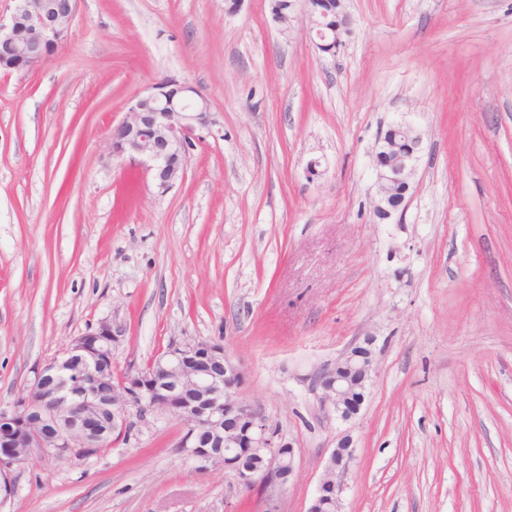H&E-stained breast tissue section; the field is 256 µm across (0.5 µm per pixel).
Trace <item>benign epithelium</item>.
I'll return each instance as SVG.
<instances>
[{
    "mask_svg": "<svg viewBox=\"0 0 512 512\" xmlns=\"http://www.w3.org/2000/svg\"><path fill=\"white\" fill-rule=\"evenodd\" d=\"M5 18L0 15V70L32 71L67 38L76 16L78 0H13ZM308 32L317 50L336 55L350 33L348 15L342 11L336 26L323 19L333 11L330 0H308ZM210 105L192 85L164 79L150 91L129 100L126 115L112 126L110 155L117 159L141 157L153 172L159 190L167 191L183 177V160L197 127L208 125ZM420 137L392 125L377 139L379 200L377 210L392 215L404 199L393 193L409 183L418 158ZM115 334L102 322L77 337L65 356L35 372L34 379L13 403L0 405V437L6 451L0 454V493L13 494L12 471L28 461L34 448L60 460L77 457L97 446L102 430L94 425L97 409H110L112 429L124 427L139 413L167 414L178 419L183 435L178 447L206 471L221 465L232 471L245 490L257 486L281 489L295 471V457L285 462L280 443L267 425L261 408L238 396L241 369L224 354V348L206 341L170 344L148 372L114 383L100 369L112 362ZM372 371L371 353L361 347L346 352L336 369L322 377L321 405L343 421L352 419L364 400ZM208 430L224 432L216 449L201 453L194 437ZM246 448L262 450L260 467L250 466ZM354 459L350 440L339 442L330 453L314 504L323 512L329 498L331 512H340L342 478Z\"/></svg>",
    "mask_w": 512,
    "mask_h": 512,
    "instance_id": "obj_1",
    "label": "benign epithelium"
}]
</instances>
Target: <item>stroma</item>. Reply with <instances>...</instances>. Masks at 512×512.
<instances>
[{
    "label": "stroma",
    "mask_w": 512,
    "mask_h": 512,
    "mask_svg": "<svg viewBox=\"0 0 512 512\" xmlns=\"http://www.w3.org/2000/svg\"><path fill=\"white\" fill-rule=\"evenodd\" d=\"M317 51L296 0H79L38 69L0 73V403L108 321L115 377L174 340L223 346L295 450L280 490L198 471L172 416L71 461L38 452L0 512H308L351 436L341 512H512V0H342ZM167 78L211 107L158 192L113 159L127 102ZM421 138L402 213L374 149ZM372 337L350 421L317 380Z\"/></svg>",
    "instance_id": "1"
}]
</instances>
